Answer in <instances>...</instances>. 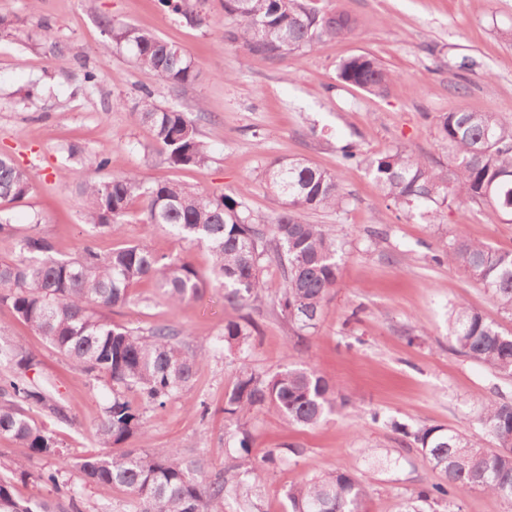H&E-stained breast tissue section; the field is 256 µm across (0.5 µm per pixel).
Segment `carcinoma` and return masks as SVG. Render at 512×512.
Listing matches in <instances>:
<instances>
[{"label": "carcinoma", "instance_id": "carcinoma-1", "mask_svg": "<svg viewBox=\"0 0 512 512\" xmlns=\"http://www.w3.org/2000/svg\"><path fill=\"white\" fill-rule=\"evenodd\" d=\"M159 3L198 25L209 23L199 10L201 0ZM224 14L237 20L236 27L226 31V40L272 65L298 59L323 42L356 31L349 14L321 11L310 0H224ZM105 28L116 43L128 44L137 64L160 83L175 89L198 79L184 51L153 32L114 21L106 22ZM337 77L372 94L383 93L394 79L369 53L345 58ZM133 116L152 128L170 164L206 163L207 146L186 113L159 106L147 90ZM437 132L448 146L446 168L432 167L399 148L369 157L348 150L342 165H365L401 209L471 203L485 207L493 223L512 221V120L496 112L459 109L439 116ZM261 180L281 200L280 209L262 218L222 194L173 181L146 183L135 172L115 174L107 181L77 182L84 201L83 222L92 231L112 232L138 199L142 223L161 227L189 245L207 247L211 257L207 278L185 257L143 244L101 252L87 243L76 255L59 257L37 224L20 234L0 214V240L13 244L11 254L0 258V309L27 324L73 366L109 384L112 399L94 436L111 452L84 459L79 469L87 483L127 490V512H226L229 500L252 510L257 508L256 488L268 471L288 462L272 452L264 464L250 463L252 434L247 430L239 432L235 448L242 462L214 476L199 461L170 448L117 450L135 436L145 438L142 409L126 399L125 392L135 390L145 405L162 409L190 385L202 356L169 325L144 332L106 316L114 308L141 302L134 294L140 282L152 281L156 296L173 305L196 299L207 286L215 285L224 289L228 302L245 306L260 300L265 288L262 270L274 264L284 279L274 298L279 314L298 332L316 328L339 280L342 225L309 224L302 215L343 209L341 172L320 169L303 158L274 160ZM34 189L32 173L1 154L0 202L22 200ZM434 260L447 262L482 285L501 313L512 318V250L455 234ZM448 328L458 354L484 365L495 377L512 378V333L463 301L448 308ZM4 335L0 326V362L14 368V377L0 381V437L19 442L32 458L57 456L60 449L53 432L37 426L28 411L47 409L65 421V410L30 377L39 365L36 356ZM247 336L241 323L224 322L223 341L228 346L242 345ZM338 399V384L309 368H286L271 376L245 370L226 396L224 413L235 416L244 410L267 409L288 426L312 427L336 410ZM475 422L492 445L442 426L413 428L391 422L401 444L417 449L429 469L443 478L404 497L400 512H462L461 497L473 490L499 498L506 512H512V398L501 394L485 401ZM40 480L62 492V500L21 499L11 483L0 478V512H82L78 492L61 486L59 471H44ZM366 497L365 486L355 476L326 471L288 489V512H362Z\"/></svg>", "mask_w": 512, "mask_h": 512}]
</instances>
